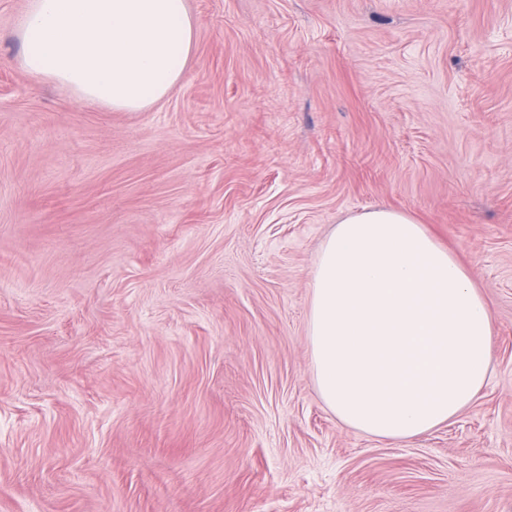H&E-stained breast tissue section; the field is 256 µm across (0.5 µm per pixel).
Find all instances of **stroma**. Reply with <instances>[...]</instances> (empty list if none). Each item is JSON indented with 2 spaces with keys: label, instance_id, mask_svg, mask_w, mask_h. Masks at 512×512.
I'll use <instances>...</instances> for the list:
<instances>
[{
  "label": "stroma",
  "instance_id": "stroma-1",
  "mask_svg": "<svg viewBox=\"0 0 512 512\" xmlns=\"http://www.w3.org/2000/svg\"><path fill=\"white\" fill-rule=\"evenodd\" d=\"M0 0V512H512V0H186L136 112L19 67ZM378 207L470 271L496 334L455 418L341 425L319 249Z\"/></svg>",
  "mask_w": 512,
  "mask_h": 512
}]
</instances>
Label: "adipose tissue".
Instances as JSON below:
<instances>
[{
    "instance_id": "ef3b65f1",
    "label": "adipose tissue",
    "mask_w": 512,
    "mask_h": 512,
    "mask_svg": "<svg viewBox=\"0 0 512 512\" xmlns=\"http://www.w3.org/2000/svg\"><path fill=\"white\" fill-rule=\"evenodd\" d=\"M194 31L185 0H28L15 34L27 75L139 111L178 82ZM310 288L312 374L342 425L410 441L483 388L496 333L489 304L412 216L380 208L342 220Z\"/></svg>"
}]
</instances>
